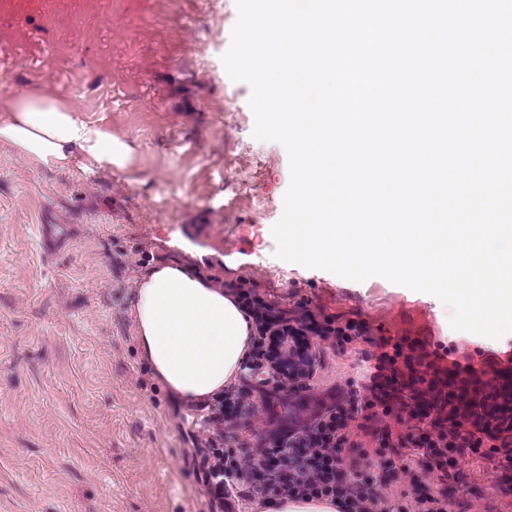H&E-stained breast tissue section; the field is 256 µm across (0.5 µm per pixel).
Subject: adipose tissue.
Here are the masks:
<instances>
[{
    "label": "adipose tissue",
    "mask_w": 512,
    "mask_h": 512,
    "mask_svg": "<svg viewBox=\"0 0 512 512\" xmlns=\"http://www.w3.org/2000/svg\"><path fill=\"white\" fill-rule=\"evenodd\" d=\"M0 142L49 170L121 167L127 160L125 145L110 133L26 88L0 96ZM129 314L142 357L182 403L219 396L251 354L253 321L238 297L177 260L139 277Z\"/></svg>",
    "instance_id": "ef3b65f1"
}]
</instances>
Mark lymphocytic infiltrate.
<instances>
[{
	"mask_svg": "<svg viewBox=\"0 0 512 512\" xmlns=\"http://www.w3.org/2000/svg\"><path fill=\"white\" fill-rule=\"evenodd\" d=\"M237 296L259 327L252 361L275 358L301 372L316 336L340 353L366 343L370 367L363 383L337 389L329 404L287 433L260 435L214 455L203 478L211 487L223 478V491L210 493L220 512H238L241 500L252 497L327 501L336 512H448V488H432L427 476L448 478L465 456L512 470V387L504 382L512 376V350L431 351L418 338L376 336L361 321H319L305 313L289 325L283 354L274 339L281 319L275 304L253 288ZM357 431L373 447L355 440Z\"/></svg>",
	"mask_w": 512,
	"mask_h": 512,
	"instance_id": "f902f5d3",
	"label": "lymphocytic infiltrate"
}]
</instances>
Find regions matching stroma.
<instances>
[{"label": "stroma", "instance_id": "obj_1", "mask_svg": "<svg viewBox=\"0 0 512 512\" xmlns=\"http://www.w3.org/2000/svg\"><path fill=\"white\" fill-rule=\"evenodd\" d=\"M77 22L0 19V94L38 88L128 145L122 168L49 171L0 142V512H213L197 448L205 406L171 399L129 316L158 258L198 264L279 308L373 335L512 344L457 331L419 292L279 259L284 147L254 138L251 88L221 57L235 0H82ZM307 399L347 387L363 342H318ZM449 512H512V481L460 461Z\"/></svg>", "mask_w": 512, "mask_h": 512}]
</instances>
